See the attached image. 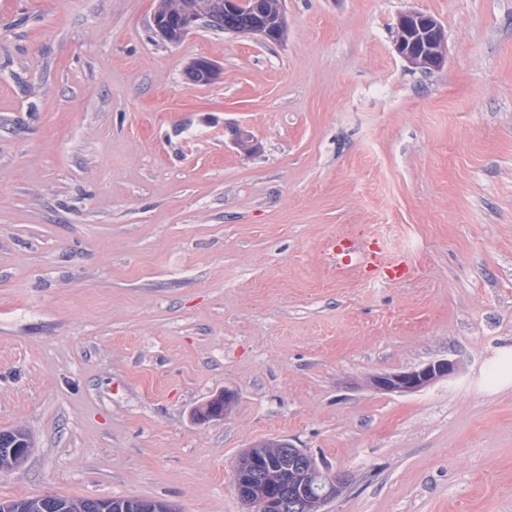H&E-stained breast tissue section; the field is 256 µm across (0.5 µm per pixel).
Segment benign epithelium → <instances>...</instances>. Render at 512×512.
I'll return each mask as SVG.
<instances>
[{"label": "benign epithelium", "mask_w": 512, "mask_h": 512, "mask_svg": "<svg viewBox=\"0 0 512 512\" xmlns=\"http://www.w3.org/2000/svg\"><path fill=\"white\" fill-rule=\"evenodd\" d=\"M262 0H222L217 5L199 9L190 7L180 13L177 21H170L159 14H154L153 23L158 35L169 42H178L192 29L206 25L214 30L234 34H257L267 40H276L277 29L266 24H254L245 28L229 25V18L241 10L257 13ZM413 29L421 33L436 31L437 24L428 14L411 11L402 14L396 24L395 47L398 54L410 63H416L427 69L441 66L444 56L442 48L430 53L411 50L406 43L409 32ZM212 63L199 59L190 72L192 81L208 82L214 76ZM456 363L449 359H440L422 367L397 373L381 374L373 378L375 387L392 392H417L433 382L456 373ZM232 402L229 393L220 394L207 403L202 419L220 418L227 414ZM9 460L0 463V468L18 469L26 461L31 443L23 437L16 442ZM234 476L238 496L251 512H286L288 502L300 499L306 503L309 512H321L322 507L331 499L339 496L347 487L349 479L345 474L326 475L322 481L315 480L321 476L319 471L304 472L295 476V482L282 483V471L274 468L272 451L262 444L248 449L238 459ZM131 512H177L167 502L132 501Z\"/></svg>", "instance_id": "obj_1"}]
</instances>
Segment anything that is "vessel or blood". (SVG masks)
<instances>
[{"instance_id":"1","label":"vessel or blood","mask_w":512,"mask_h":512,"mask_svg":"<svg viewBox=\"0 0 512 512\" xmlns=\"http://www.w3.org/2000/svg\"><path fill=\"white\" fill-rule=\"evenodd\" d=\"M326 255L331 268L340 273H363L385 283L406 282L414 275V268L406 256L391 254L377 239L356 242L336 238L327 243Z\"/></svg>"}]
</instances>
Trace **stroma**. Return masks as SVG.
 Wrapping results in <instances>:
<instances>
[{"label": "stroma", "mask_w": 512, "mask_h": 512, "mask_svg": "<svg viewBox=\"0 0 512 512\" xmlns=\"http://www.w3.org/2000/svg\"><path fill=\"white\" fill-rule=\"evenodd\" d=\"M281 4L280 41L169 43L158 0H0V498L247 512L236 460L285 440L350 475L325 512H512V0ZM343 233L414 279L328 275ZM437 25L444 38L441 26L438 22L436 24L435 20L430 15L416 11L402 14L397 21L395 31V47L398 54L408 62L416 63V65L418 64L427 69L439 68L444 60L442 51L443 40L439 31H437L433 36L436 46L439 44V47L430 51L428 54H426V52H422L420 54L418 46V50L416 52L411 50V45L414 39H412L409 44L406 43V38L412 29H417L421 33H429L431 31L435 32ZM419 32L416 31V33L411 35L410 38L416 37L415 43L420 45L421 49H423V37ZM456 370L454 361L440 359L408 371L375 376L372 383L382 390L411 393L424 389L439 379L452 376Z\"/></svg>", "instance_id": "1"}]
</instances>
